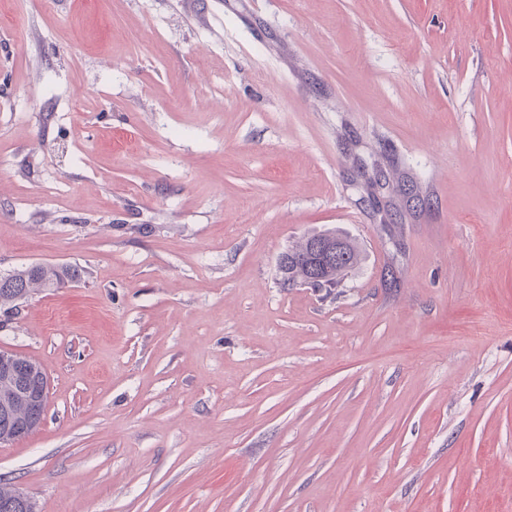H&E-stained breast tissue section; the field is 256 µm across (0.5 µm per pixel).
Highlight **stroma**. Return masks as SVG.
I'll return each instance as SVG.
<instances>
[{
  "mask_svg": "<svg viewBox=\"0 0 512 512\" xmlns=\"http://www.w3.org/2000/svg\"><path fill=\"white\" fill-rule=\"evenodd\" d=\"M328 228L360 265L281 287ZM35 263L36 512H512V0H0ZM327 235L333 237H339L346 242V251L343 243L339 241H322L315 242V250L318 253L324 255L329 259L336 256V264L342 263L346 258V262L341 265H331L324 272L321 273L325 288L331 291V288H335L340 280L347 274L348 271L355 268L362 260V253L359 246L351 238L337 233L336 230L327 231L324 233L313 234V236L305 237L301 242L295 246L289 247L285 252L282 253V262L280 264V276L283 286L293 287L299 281L307 280L303 283L297 284V286H307L315 288V285L320 282L319 278H311V273L306 267V263L303 260L305 252L309 248L310 238ZM311 278V279H309Z\"/></svg>",
  "mask_w": 512,
  "mask_h": 512,
  "instance_id": "1",
  "label": "stroma"
}]
</instances>
